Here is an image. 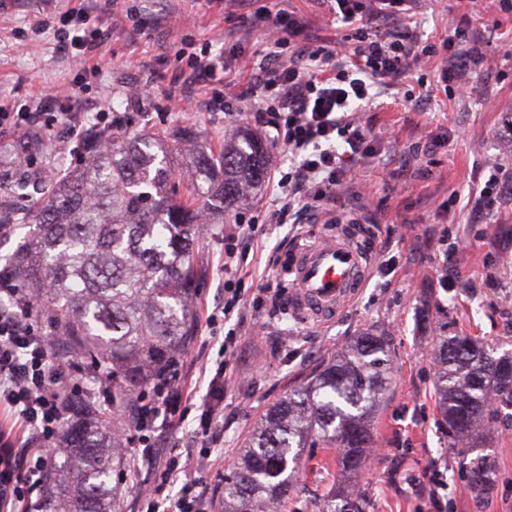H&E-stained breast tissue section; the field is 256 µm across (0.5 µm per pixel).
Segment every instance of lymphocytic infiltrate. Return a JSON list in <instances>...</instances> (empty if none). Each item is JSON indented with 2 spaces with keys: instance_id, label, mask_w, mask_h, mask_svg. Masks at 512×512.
<instances>
[{
  "instance_id": "lymphocytic-infiltrate-1",
  "label": "lymphocytic infiltrate",
  "mask_w": 512,
  "mask_h": 512,
  "mask_svg": "<svg viewBox=\"0 0 512 512\" xmlns=\"http://www.w3.org/2000/svg\"><path fill=\"white\" fill-rule=\"evenodd\" d=\"M333 2L337 18L355 27L353 54L343 66L333 65L334 53L327 47L299 42L307 24L289 12L256 14L265 30L269 60L260 65L242 60L237 80L225 79L209 46L186 58L187 91L176 100L180 109H187L192 99L190 87L223 85L216 105L227 112H258L263 126L273 130L293 157V165L277 180L276 205L267 213L271 226L315 217L340 190L358 182L361 165L378 152V137L358 114L371 101L376 83L401 82L414 67L435 60L439 82H456L463 96L474 90L468 78L473 59L454 49L456 38L464 34L461 23L449 22V36L433 45L418 41L407 26L414 0ZM72 119L69 112L0 107V126L21 130H50ZM7 296V302L0 303V406L9 409L20 430L0 431V512H26L43 489L49 451L57 447L70 400L81 388L53 364L49 341L37 331L30 301L14 289ZM181 397L170 377L162 375L136 400L129 426L140 445L141 464L152 465L155 423L175 414ZM197 469L193 458H170L159 474L160 484L178 480L182 487L168 506L151 502V512H205Z\"/></svg>"
}]
</instances>
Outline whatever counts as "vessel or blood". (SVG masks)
<instances>
[{
	"label": "vessel or blood",
	"instance_id": "vessel-or-blood-1",
	"mask_svg": "<svg viewBox=\"0 0 512 512\" xmlns=\"http://www.w3.org/2000/svg\"><path fill=\"white\" fill-rule=\"evenodd\" d=\"M376 250V240L365 226L351 224L294 251L289 311L304 324L338 319L366 285Z\"/></svg>",
	"mask_w": 512,
	"mask_h": 512
}]
</instances>
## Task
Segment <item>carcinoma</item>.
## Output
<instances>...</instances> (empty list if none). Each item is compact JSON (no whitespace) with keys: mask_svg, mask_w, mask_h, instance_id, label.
Returning <instances> with one entry per match:
<instances>
[{"mask_svg":"<svg viewBox=\"0 0 512 512\" xmlns=\"http://www.w3.org/2000/svg\"><path fill=\"white\" fill-rule=\"evenodd\" d=\"M180 153L171 154V146ZM269 148L246 128L216 153L197 144L189 128L130 137L94 130L80 163L52 180L44 172L10 177L17 198L33 200L21 214L0 203V224H33L0 269V282L37 297L55 360L82 357L92 378L112 374V411L87 394L74 398L57 461L44 475L49 512H123L124 444L115 411L177 358L193 340V297L204 271L196 252L200 218L248 204L267 174ZM189 177L179 198L176 172ZM388 337L367 330L350 340L317 373L291 387L261 415L237 464L224 476L216 512H275L305 466V451L338 450L349 472L362 469L373 444L372 422L391 374ZM435 388L440 417L464 448L461 473L477 498L493 487L495 464L472 459L480 426L512 409V350L470 336H443ZM321 512H365L364 503L333 491Z\"/></svg>","mask_w":512,"mask_h":512,"instance_id":"cac0c4a2","label":"carcinoma"}]
</instances>
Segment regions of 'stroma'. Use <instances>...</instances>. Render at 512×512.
Instances as JSON below:
<instances>
[{
  "mask_svg": "<svg viewBox=\"0 0 512 512\" xmlns=\"http://www.w3.org/2000/svg\"><path fill=\"white\" fill-rule=\"evenodd\" d=\"M102 0H16L0 14V103L37 105L46 112L74 111L83 129L96 115L110 113L123 133L161 134L191 128L200 144L219 147L225 135L245 127L263 135L275 166L292 161L282 145L264 134L255 113L239 117L210 110L213 87H197L195 110L175 108L171 95L183 87L185 67L178 51L182 39L209 43L226 71L238 56L262 59L263 34L248 21L250 14L297 13L308 22L311 42L330 43L345 55L354 46L351 26L331 12L328 0H252L247 10L225 9L219 0H118L129 12L124 25H113L101 13ZM466 18L465 35L456 50L474 53L471 76L476 94L452 98L432 69L424 68L398 86L376 84L375 97L362 116L382 136L380 151L363 168L374 215L361 214L348 196L337 197L329 210L337 215L377 218L378 241H390L394 273L375 276L331 325L318 328L298 322L286 307L259 303L261 289L288 295L290 258L280 242L294 237L307 245L327 229L325 218L307 224H284L261 237L257 255L243 265L246 299H257L247 321L262 327L261 345L243 347L224 377V428L219 438L197 433L200 411L191 409L184 422L156 433L155 465L131 472L125 512H146L145 496L173 454L209 456L198 471L215 504L224 473L238 456L244 438L260 413L281 399L290 386L336 354L369 328L390 334L394 373L387 403L373 430L377 450L350 483L367 502V512H429L424 492L433 471L445 484L442 512H512V420L490 424L481 453L496 463V481L483 498L474 497L460 472V457L446 428L437 422L433 353L443 336L467 335L512 349V195L503 197L487 223L471 219L479 197V180L489 162L512 173V15L488 13L480 0H415L411 26L421 41H440L448 21ZM104 31L98 72L70 65L71 46L62 45L59 28ZM428 126L437 138L433 152L416 147L417 129ZM84 137L59 126L30 142L26 132L0 131L9 154L7 167L24 158L28 167L65 169L78 163ZM457 203L449 215L437 212L449 195ZM469 248L452 271L442 262L454 242ZM205 273L195 299L197 330L181 362L179 387L200 396L207 381L201 363L217 368L222 360L227 325L209 327L208 315L224 304V227L212 225L200 242ZM448 288H441L440 279ZM309 462L288 501L287 512H317L339 471L334 450L308 449Z\"/></svg>",
  "mask_w": 512,
  "mask_h": 512,
  "instance_id": "35a3bbf8",
  "label": "stroma"
}]
</instances>
